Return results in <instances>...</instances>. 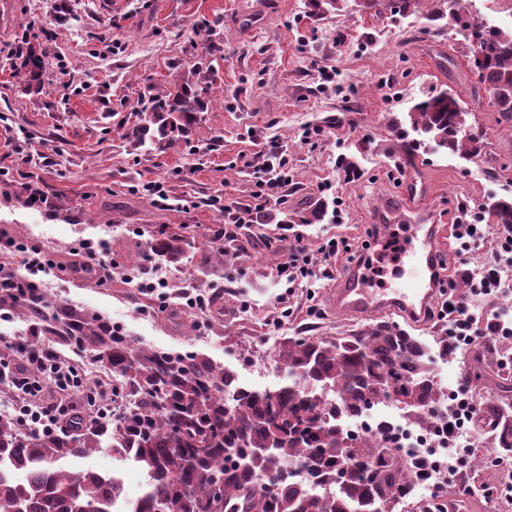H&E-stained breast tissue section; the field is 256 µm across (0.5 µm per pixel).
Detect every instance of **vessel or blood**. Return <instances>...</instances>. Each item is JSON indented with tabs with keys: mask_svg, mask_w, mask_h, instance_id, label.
<instances>
[{
	"mask_svg": "<svg viewBox=\"0 0 512 512\" xmlns=\"http://www.w3.org/2000/svg\"><path fill=\"white\" fill-rule=\"evenodd\" d=\"M421 197L422 192L416 184L407 183L401 208L414 214L419 231L416 245L409 249L411 271L408 280L401 288L377 293L367 288L359 272V264H352L329 297L330 306L339 314L395 313L411 322L425 318L438 288L434 272L442 255L443 233L439 225L428 223L426 216L421 214Z\"/></svg>",
	"mask_w": 512,
	"mask_h": 512,
	"instance_id": "1",
	"label": "vessel or blood"
}]
</instances>
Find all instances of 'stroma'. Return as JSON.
Here are the masks:
<instances>
[{"instance_id": "1", "label": "stroma", "mask_w": 512, "mask_h": 512, "mask_svg": "<svg viewBox=\"0 0 512 512\" xmlns=\"http://www.w3.org/2000/svg\"><path fill=\"white\" fill-rule=\"evenodd\" d=\"M0 11V46L27 38L49 66L38 90H27L22 61L0 66V154L11 168L0 182V228L64 263L55 273L56 301L95 312L135 343L195 351L239 371L257 388L288 381L275 359L294 336H346L385 321L434 344L446 326L438 317L412 324L392 313L347 318L328 302L337 279L288 287L277 276L295 243L318 256L328 239L346 241L344 270L367 244L392 233L409 237L405 221L374 222L400 203L407 182L423 186L420 205L432 222L454 223L488 196H512V128L498 124L487 102L469 101V124L482 128L487 155L469 162L432 147L413 148L410 107L426 93L468 94L469 66L445 21L415 15L393 19L340 0L339 10L310 15L305 0H7ZM207 58L218 71L208 111L198 114L190 143L167 148L122 140L141 97H164L189 64ZM288 155L284 201L252 213L242 234L248 249L211 244L228 222L209 201L252 206L250 161L272 145ZM16 154H9L11 146ZM34 173L46 204L27 203L26 173ZM163 183L168 199L143 189ZM326 201L323 221L282 230L284 215H309ZM181 231L196 245L176 264L150 256L151 236ZM498 235L488 225L468 255L447 250L450 290L471 291L467 270L490 260ZM105 241L112 279L70 269V248ZM146 269L166 276L161 293H141L131 279ZM216 292L223 310L198 312L188 296ZM82 468L120 470L124 494L136 496L145 475L135 463L103 450Z\"/></svg>"}]
</instances>
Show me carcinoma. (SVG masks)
Wrapping results in <instances>:
<instances>
[{
  "instance_id": "carcinoma-1",
  "label": "carcinoma",
  "mask_w": 512,
  "mask_h": 512,
  "mask_svg": "<svg viewBox=\"0 0 512 512\" xmlns=\"http://www.w3.org/2000/svg\"><path fill=\"white\" fill-rule=\"evenodd\" d=\"M418 0H364L378 15L408 17ZM432 21L448 19L469 48L470 81L489 97L498 124L512 127V100L496 96L512 84V30L484 25L467 14L462 0H433ZM28 86L39 85L46 67L31 55ZM214 81L212 66L194 65L160 100L148 99L137 110L140 123L124 132L136 143L189 142L196 114L207 109L200 87ZM412 130L428 136L438 149L462 159L483 157L484 134L467 123L462 95L442 89L417 101L408 112ZM487 213L496 224L512 225V197L491 198ZM150 252L179 262L193 241L167 232L147 242ZM31 322L35 347L43 337L84 354L121 380L112 387L108 416L92 414L75 429L30 430L0 417V512L20 504L24 512H114L122 499L118 474L75 472L67 460H81L107 447L133 455L146 478L135 512H392L406 498L421 461L399 463L385 446L363 456L345 446L348 436L338 423L339 410L357 414L385 399L398 401L410 391L405 407L417 424L431 423L443 392L434 380L430 347L386 322L348 336H298L276 349L275 357L293 380L277 389L232 391L233 372L210 357L136 346L112 323L54 303L41 293L35 302L19 301ZM466 360L480 380L489 363L502 370L512 362V345L469 352ZM340 391L342 407L329 406L318 389ZM509 388L484 399L473 426L483 447L512 453V396ZM304 464L307 474L337 484L332 496H319L291 467ZM25 472L24 481L4 470ZM224 485L223 502L213 485Z\"/></svg>"
}]
</instances>
